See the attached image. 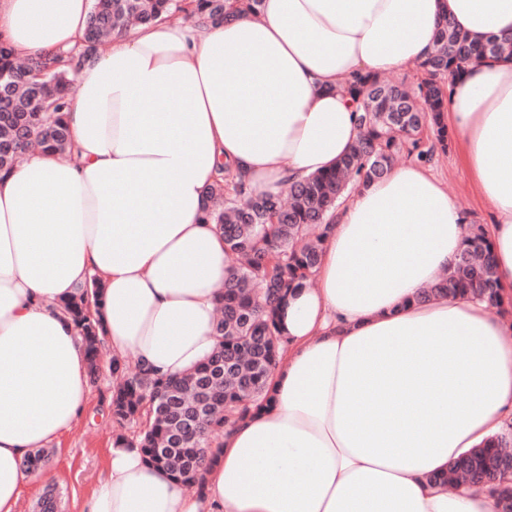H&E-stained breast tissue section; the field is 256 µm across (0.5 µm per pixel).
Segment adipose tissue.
<instances>
[{"label": "adipose tissue", "instance_id": "1", "mask_svg": "<svg viewBox=\"0 0 512 512\" xmlns=\"http://www.w3.org/2000/svg\"><path fill=\"white\" fill-rule=\"evenodd\" d=\"M91 0H0L17 57L78 44ZM450 20L512 33V0H263L203 33L134 25L82 61L69 150L0 171V512H18L24 458L71 431L87 357L62 310L99 279L104 341L176 376L216 349L230 261L201 220L231 165L276 194L333 167L358 137L342 85L424 61ZM454 147L493 214L512 296V61L448 84ZM79 163H72V156ZM469 220L417 163L359 186L337 210L310 285L278 321L288 345L274 400L224 435L203 491L123 437L83 512H499L486 490L431 476L512 423V321L467 298L418 302L454 263Z\"/></svg>", "mask_w": 512, "mask_h": 512}]
</instances>
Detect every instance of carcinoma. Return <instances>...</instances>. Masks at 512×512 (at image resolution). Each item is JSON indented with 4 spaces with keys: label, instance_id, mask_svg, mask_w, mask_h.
I'll list each match as a JSON object with an SVG mask.
<instances>
[{
    "label": "carcinoma",
    "instance_id": "carcinoma-1",
    "mask_svg": "<svg viewBox=\"0 0 512 512\" xmlns=\"http://www.w3.org/2000/svg\"><path fill=\"white\" fill-rule=\"evenodd\" d=\"M261 0H94L81 39V50L34 56L17 63L10 45L0 40V171L13 169L37 145L64 152L69 134L64 112L75 92L76 59L95 51L104 39L119 35L130 21L154 23L176 12H188L198 24L224 21L234 9L257 15ZM512 60V35L486 36L476 42L449 22L438 28L433 52L417 69L422 78L414 88L367 76L347 85L356 109L359 136L336 165L288 186V198L245 193L224 167V182L203 192L202 220L219 225L231 270L215 333L214 352L192 371L159 376L138 366L130 369L112 359V416L120 426L144 423L126 439L152 464L200 491L206 479L202 449L218 459L223 442L215 437L233 418H244L250 406L271 399L268 378L280 346L277 311L288 293L310 283L319 264L331 219L353 186L384 177L405 153L419 163L448 151L449 77L470 63ZM35 73L45 77L36 79ZM468 296L498 312L512 308L502 294L491 243L482 225H471L455 265L421 294ZM101 285L94 280L75 289L64 307L72 316L88 357V378L99 372L102 324L98 316ZM512 447V426L479 448L448 465V473L430 478L439 486L459 484L466 476L481 477L497 468L502 449ZM49 451L39 448L23 461L33 473L45 468Z\"/></svg>",
    "mask_w": 512,
    "mask_h": 512
}]
</instances>
